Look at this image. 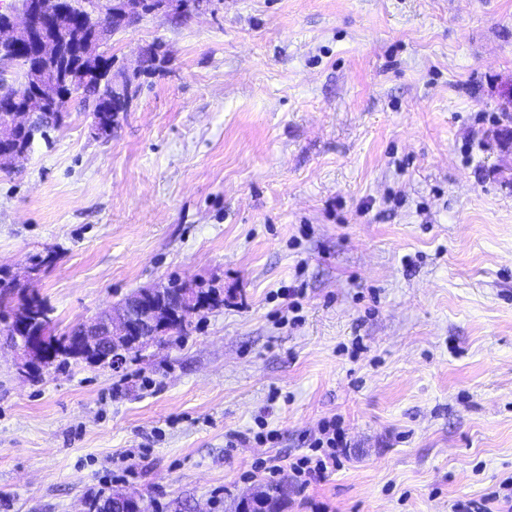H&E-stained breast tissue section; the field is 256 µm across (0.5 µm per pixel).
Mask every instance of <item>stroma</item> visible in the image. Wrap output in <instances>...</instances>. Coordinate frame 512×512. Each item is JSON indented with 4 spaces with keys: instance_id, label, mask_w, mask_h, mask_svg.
<instances>
[{
    "instance_id": "1",
    "label": "stroma",
    "mask_w": 512,
    "mask_h": 512,
    "mask_svg": "<svg viewBox=\"0 0 512 512\" xmlns=\"http://www.w3.org/2000/svg\"><path fill=\"white\" fill-rule=\"evenodd\" d=\"M150 46L110 137L76 96L0 171V268L56 252L31 286L61 332L172 277L223 303L117 372L23 375L0 323V512H234L332 417L342 467L284 512H453L512 475V0H213L102 49ZM260 420L276 442L228 447Z\"/></svg>"
}]
</instances>
